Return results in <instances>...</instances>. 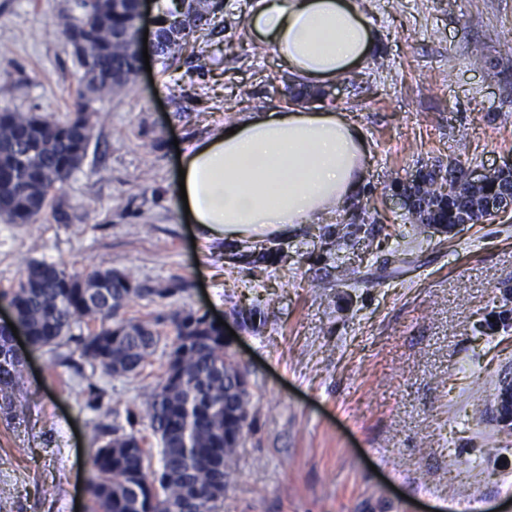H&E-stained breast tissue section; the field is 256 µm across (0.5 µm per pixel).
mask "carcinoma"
I'll list each match as a JSON object with an SVG mask.
<instances>
[{
	"instance_id": "carcinoma-1",
	"label": "carcinoma",
	"mask_w": 512,
	"mask_h": 512,
	"mask_svg": "<svg viewBox=\"0 0 512 512\" xmlns=\"http://www.w3.org/2000/svg\"><path fill=\"white\" fill-rule=\"evenodd\" d=\"M119 7L120 12L108 14L101 0H73V9L62 17L63 32L80 28L89 34L72 46L81 70L73 116L52 120L0 108V219L5 223L31 224L41 217L51 192L62 189L83 165L94 128L89 103L122 93L136 75L127 34L133 0H119ZM221 8L220 0H193L196 16L206 24ZM165 22L160 17L156 31L164 66L176 63L189 45L198 61L210 59L209 41L192 38L196 29L173 39ZM395 188L415 196L420 223L451 228L464 215L477 224L491 216L488 202L512 198V171L475 189L463 166L450 162L444 171L422 167L411 185ZM178 291L110 268L83 276L32 261L3 296L16 308L32 346H52L85 320L97 328L79 338L82 356L110 375L136 377L160 341L159 320L126 318L124 309L133 297L166 299ZM168 322L167 368L144 408L161 445V467L150 471L144 438L115 427L96 428L91 512H215L224 498V479L249 417L247 373L224 345L223 329L207 314L176 311ZM24 379L11 333L0 329V404L19 421L28 414L27 405L15 399Z\"/></svg>"
}]
</instances>
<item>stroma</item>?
<instances>
[{"label": "stroma", "mask_w": 512, "mask_h": 512, "mask_svg": "<svg viewBox=\"0 0 512 512\" xmlns=\"http://www.w3.org/2000/svg\"><path fill=\"white\" fill-rule=\"evenodd\" d=\"M206 71L151 55L118 95L92 102L82 169L59 191L71 219L0 222L4 293L28 263L112 268L156 286L128 315L159 318L137 377L82 356L74 325L54 347L20 346L25 421L0 411V512H90L94 430L151 436L140 416L164 375L168 316L222 319L247 371L250 416L217 512H512V434L495 418L512 377V209L446 231L417 223L392 186L422 165L512 163V0H359L375 46L307 108L362 126L358 198L286 238L192 243L171 206L178 151L241 113L287 106L272 47L250 37V0H223ZM72 0H0V108L72 116L80 79L61 26ZM358 224L340 238L336 221ZM259 255L230 264V253ZM253 310L245 321L242 311ZM104 410L90 406L92 393Z\"/></svg>", "instance_id": "1"}]
</instances>
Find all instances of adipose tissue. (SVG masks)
I'll return each mask as SVG.
<instances>
[{"mask_svg":"<svg viewBox=\"0 0 512 512\" xmlns=\"http://www.w3.org/2000/svg\"><path fill=\"white\" fill-rule=\"evenodd\" d=\"M247 25L297 83L335 82L370 55L373 38L357 0H254ZM193 142L179 165L203 242L288 233L349 206L365 179L362 129L332 111L304 107L247 114Z\"/></svg>","mask_w":512,"mask_h":512,"instance_id":"1","label":"adipose tissue"}]
</instances>
